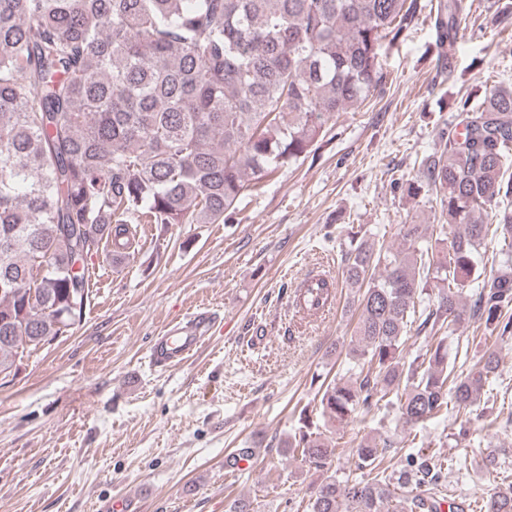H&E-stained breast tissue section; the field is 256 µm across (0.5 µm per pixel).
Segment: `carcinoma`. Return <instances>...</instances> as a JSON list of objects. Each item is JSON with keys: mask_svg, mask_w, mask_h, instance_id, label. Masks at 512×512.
I'll return each mask as SVG.
<instances>
[{"mask_svg": "<svg viewBox=\"0 0 512 512\" xmlns=\"http://www.w3.org/2000/svg\"><path fill=\"white\" fill-rule=\"evenodd\" d=\"M421 10L419 0H0V375L81 321L101 245L130 248L135 224L222 223L307 155L336 113L382 85V44ZM470 10L438 0L440 46L455 49ZM457 109L463 131L442 129L418 178L401 182L440 206L441 239L403 224L401 247L363 239L345 254L344 280L359 291L353 373L320 399L338 424L381 402L423 423L494 391L498 350L465 371L448 362V337L473 322L512 340V277L476 261L490 237L512 246V87ZM413 328L424 346L408 359ZM391 447L363 440L350 459L359 476H327L308 512H512V485L474 508L447 502L438 451L410 452L387 473ZM288 453L327 471L335 460L309 431Z\"/></svg>", "mask_w": 512, "mask_h": 512, "instance_id": "1", "label": "carcinoma"}]
</instances>
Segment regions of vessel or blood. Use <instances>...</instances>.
<instances>
[{
  "label": "vessel or blood",
  "mask_w": 512,
  "mask_h": 512,
  "mask_svg": "<svg viewBox=\"0 0 512 512\" xmlns=\"http://www.w3.org/2000/svg\"><path fill=\"white\" fill-rule=\"evenodd\" d=\"M214 325L210 313L191 314L185 321L169 325L163 336L154 341L149 360L157 367H170L185 360L199 346Z\"/></svg>",
  "instance_id": "1"
}]
</instances>
